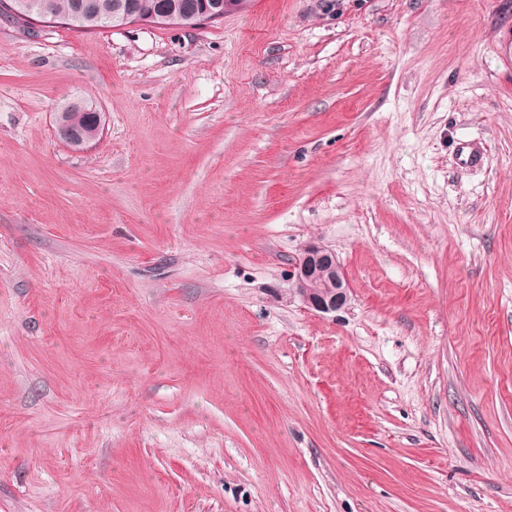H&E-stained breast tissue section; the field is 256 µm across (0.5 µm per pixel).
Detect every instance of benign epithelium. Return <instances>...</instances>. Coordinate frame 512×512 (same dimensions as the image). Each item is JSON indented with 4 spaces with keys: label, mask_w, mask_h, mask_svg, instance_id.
<instances>
[{
    "label": "benign epithelium",
    "mask_w": 512,
    "mask_h": 512,
    "mask_svg": "<svg viewBox=\"0 0 512 512\" xmlns=\"http://www.w3.org/2000/svg\"><path fill=\"white\" fill-rule=\"evenodd\" d=\"M54 133L76 150L93 142L89 134L59 119L55 122ZM293 290L307 308L323 314L341 311L350 301L347 278L335 253L317 243L306 245L295 260Z\"/></svg>",
    "instance_id": "benign-epithelium-1"
}]
</instances>
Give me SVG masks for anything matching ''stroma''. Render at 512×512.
I'll use <instances>...</instances> for the list:
<instances>
[{
    "label": "stroma",
    "mask_w": 512,
    "mask_h": 512,
    "mask_svg": "<svg viewBox=\"0 0 512 512\" xmlns=\"http://www.w3.org/2000/svg\"><path fill=\"white\" fill-rule=\"evenodd\" d=\"M0 512H512V0L0 15ZM51 4L56 19L53 23L63 24L71 28L91 30L98 28L113 27L117 21L126 25L137 22H148L145 19H153V16L162 14L169 15V19L158 20L153 23L162 25L183 26L187 21L181 19L185 11H188L194 4L200 5L203 0H47ZM209 8L214 11L224 9V14L233 8L231 0H205ZM84 4L82 10L77 9L78 4ZM123 4L140 18L129 17V13L122 7L117 8V21L112 20V13L116 4ZM201 11L197 6L189 13L188 19L192 22L203 20L208 8ZM154 18L153 20H156ZM92 112H95V129L99 136L103 129L102 113L87 104L82 105L77 102H69L59 110L57 116L68 122L71 126L68 123L62 122L60 119H57L54 130L56 138L76 150H83L86 148L97 138L93 139L88 133L77 128H81L87 132H92L94 128V119L93 115H91ZM293 290L309 309L329 314L344 310L350 288L335 253L317 243L305 246L295 260Z\"/></svg>",
    "instance_id": "35a3bbf8"
}]
</instances>
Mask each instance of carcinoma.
<instances>
[{
  "label": "carcinoma",
  "instance_id": "1",
  "mask_svg": "<svg viewBox=\"0 0 512 512\" xmlns=\"http://www.w3.org/2000/svg\"><path fill=\"white\" fill-rule=\"evenodd\" d=\"M9 3L13 7L10 14L12 20L21 26L29 25L28 17L33 15L43 0H0V6ZM55 22L76 29L91 30L115 25L112 13L115 5L123 4L138 17L151 19L162 14L167 19L160 21L162 25L183 26L186 21L181 19L185 11L201 0H49ZM95 108L77 102H69L57 113L59 118L71 126L88 132L93 130L92 112Z\"/></svg>",
  "mask_w": 512,
  "mask_h": 512
}]
</instances>
